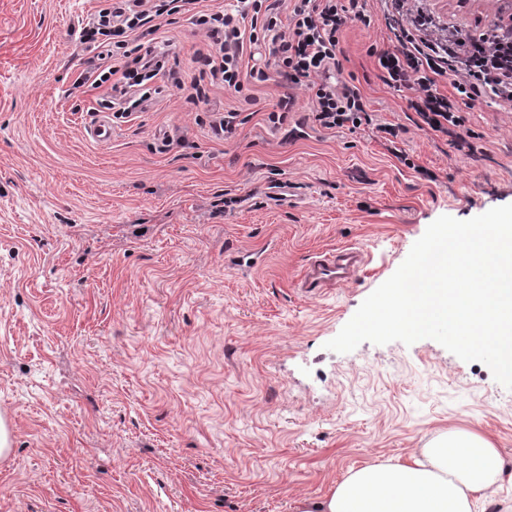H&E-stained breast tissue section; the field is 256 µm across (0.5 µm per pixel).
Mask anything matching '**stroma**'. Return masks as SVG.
I'll return each mask as SVG.
<instances>
[{
  "label": "stroma",
  "mask_w": 512,
  "mask_h": 512,
  "mask_svg": "<svg viewBox=\"0 0 512 512\" xmlns=\"http://www.w3.org/2000/svg\"><path fill=\"white\" fill-rule=\"evenodd\" d=\"M100 0H0V512H294L353 468L406 461L451 429L500 448L509 476L476 512H512V390L438 342L326 350L430 223L512 204V111L487 99L449 136L419 128L380 78L371 26L341 36L386 140L325 129L310 94L271 127L285 89L231 140L174 90L89 128L105 88H75ZM478 34L512 0H431ZM171 140L161 151L163 140ZM240 196L215 212L223 192ZM350 246L355 279L304 295L315 253ZM257 253L254 267L235 256Z\"/></svg>",
  "instance_id": "obj_1"
}]
</instances>
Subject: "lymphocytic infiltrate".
<instances>
[{
  "label": "lymphocytic infiltrate",
  "instance_id": "obj_1",
  "mask_svg": "<svg viewBox=\"0 0 512 512\" xmlns=\"http://www.w3.org/2000/svg\"><path fill=\"white\" fill-rule=\"evenodd\" d=\"M201 0H106L82 27L80 40L98 46L88 58L76 87H108L100 102L113 118H128L163 87L181 92L193 105H208L213 87L242 98L250 82L277 74L286 87L302 86L311 93L315 121L323 128L374 125L395 137L391 124H376L360 89L339 81L340 35L351 22L371 25L366 0H290L281 14L270 0H235L230 7L202 9ZM393 48L379 51L381 79L395 89H407L410 106L428 129L452 134L461 126V108L491 98L512 108V27L493 26L469 37L446 32L436 23L425 0H380ZM188 16L204 43L193 56L195 72L185 75L175 63L162 27ZM268 52L267 67L243 71L244 44ZM448 79L452 96L439 93L437 83Z\"/></svg>",
  "mask_w": 512,
  "mask_h": 512
}]
</instances>
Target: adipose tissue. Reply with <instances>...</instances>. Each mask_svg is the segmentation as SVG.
<instances>
[{
  "label": "adipose tissue",
  "instance_id": "1",
  "mask_svg": "<svg viewBox=\"0 0 512 512\" xmlns=\"http://www.w3.org/2000/svg\"><path fill=\"white\" fill-rule=\"evenodd\" d=\"M504 472L501 451L489 440L451 430L406 462L349 470L327 496L300 499L295 512H474Z\"/></svg>",
  "mask_w": 512,
  "mask_h": 512
}]
</instances>
